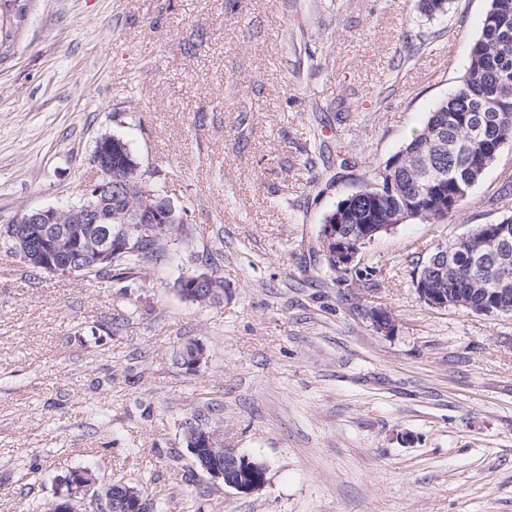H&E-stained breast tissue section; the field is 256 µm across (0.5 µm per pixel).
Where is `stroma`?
Listing matches in <instances>:
<instances>
[{"instance_id": "1", "label": "stroma", "mask_w": 512, "mask_h": 512, "mask_svg": "<svg viewBox=\"0 0 512 512\" xmlns=\"http://www.w3.org/2000/svg\"><path fill=\"white\" fill-rule=\"evenodd\" d=\"M20 2L0 19V225L79 196L108 132L185 231L128 293L0 248V512H47L82 468L164 512H512V316L432 308L414 284L438 245L512 214V147L458 212L364 248L360 280L318 253L325 213L458 88L489 0L431 19L415 0ZM314 128L352 162L335 179L305 164ZM207 266L222 299L186 301L179 279ZM191 418L269 485L212 481Z\"/></svg>"}]
</instances>
